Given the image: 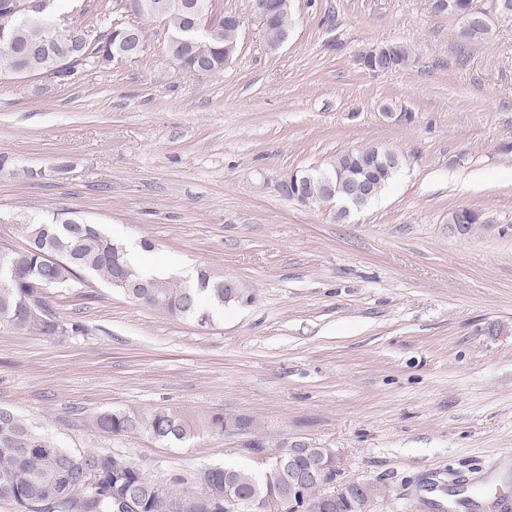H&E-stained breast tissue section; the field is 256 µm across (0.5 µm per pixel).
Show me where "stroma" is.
Segmentation results:
<instances>
[{"label": "stroma", "instance_id": "stroma-1", "mask_svg": "<svg viewBox=\"0 0 512 512\" xmlns=\"http://www.w3.org/2000/svg\"><path fill=\"white\" fill-rule=\"evenodd\" d=\"M123 20L144 57L66 81L0 68V245L24 248V224L67 211L148 241L164 275L208 268L248 299L202 329L98 277L47 289L84 331L0 319V407L160 485L300 440L342 457L340 481L386 485L375 512H512V22L466 45L429 0H292L283 47L247 19L223 73L198 77L173 66L163 21ZM391 43L405 65H357ZM368 146L403 163L344 220L282 192L289 173ZM461 208L490 221L460 235ZM159 407L249 418L263 450L93 423Z\"/></svg>", "mask_w": 512, "mask_h": 512}]
</instances>
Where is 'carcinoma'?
Masks as SVG:
<instances>
[{"mask_svg": "<svg viewBox=\"0 0 512 512\" xmlns=\"http://www.w3.org/2000/svg\"><path fill=\"white\" fill-rule=\"evenodd\" d=\"M196 2L206 7L207 14H213L214 0H143L140 15L160 18L171 33L178 34L192 24L188 4ZM507 2V14L475 20L467 31L459 34L461 41L486 42L493 21H512V0ZM258 4L268 12L270 32L266 45L275 51L288 37L289 8L281 5V0H249L252 9ZM49 23V15L32 10L27 21L18 26L0 27V64L17 74L38 72L52 79L68 80L80 68L105 69L111 65L112 51L121 43L125 29L122 18L106 3L95 19L100 33L93 40L77 29L58 28L51 33ZM202 40L204 56L184 48L181 66L189 69L200 65L207 75L223 72L226 48L239 44V33L224 25L221 16ZM407 56L406 46L385 44L364 50L359 59L371 68L386 66L387 59L398 67ZM400 167L396 153L366 147L341 153L319 169L333 177L337 204L360 209L391 182ZM303 175L304 172H298L288 197L297 200L304 195L309 204H320L323 195L318 174L309 179ZM362 183L372 185L371 194L353 195L352 188ZM487 222L485 214L467 208L448 216L450 224L472 227ZM23 231L28 246L19 251L8 250L16 278L10 287L0 288V318L20 329L48 337L77 336L84 331L81 323L48 312L43 320L30 319L32 305L44 307L42 295L49 283H70L91 274L110 284L121 269L135 278H143L127 260L121 243L105 236L98 225L81 218L54 212L24 225ZM224 280L225 276L201 268L189 284L158 276L153 278L155 287L150 292L129 288L125 294L147 307L207 327L214 310L232 303ZM224 419L222 411L193 415L179 408L160 407L146 415L126 409L107 410L95 417L94 424L111 436L144 431L159 441L176 444L204 433L224 434ZM341 463L334 451L309 448L307 455L290 462H280L271 456L260 467L215 466L178 476L166 489L119 457L62 448L21 415L0 408V500L14 503L18 512H163V500H181L195 488L205 501L190 506L194 512H233L231 500L240 498L261 505L264 512H285L295 471L321 464L327 469L329 480L334 481L341 473ZM324 493L317 481L307 486L305 496L310 512H374L386 496L383 486L370 482L355 495L345 494L333 507L326 508L321 506Z\"/></svg>", "mask_w": 512, "mask_h": 512, "instance_id": "carcinoma-1", "label": "carcinoma"}]
</instances>
